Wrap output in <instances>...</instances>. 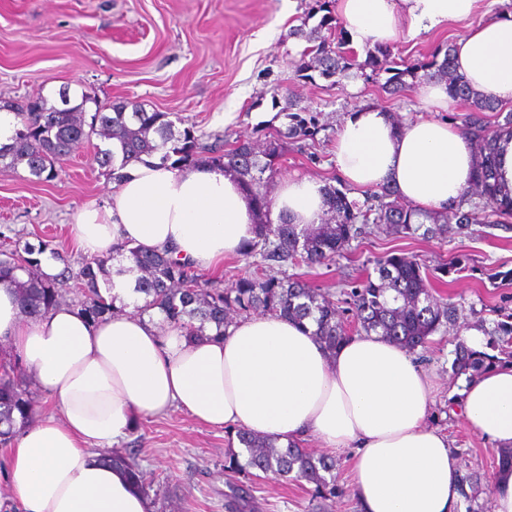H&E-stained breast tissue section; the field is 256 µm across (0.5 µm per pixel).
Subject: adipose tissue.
<instances>
[{"label": "adipose tissue", "instance_id": "adipose-tissue-1", "mask_svg": "<svg viewBox=\"0 0 512 512\" xmlns=\"http://www.w3.org/2000/svg\"><path fill=\"white\" fill-rule=\"evenodd\" d=\"M352 41L390 44L454 21H481L454 45L457 71L481 97L512 105V12L488 16L486 0H336ZM336 166L353 186H391L421 215L444 211L469 186L470 138L447 122L395 126L366 108L344 119ZM321 181L293 175L274 193L275 217L320 224ZM250 193L231 170L129 164L103 204L73 217L79 249L106 256L131 241L175 249L202 268L255 237ZM0 344L19 356L58 409L21 428L5 479L22 512H152L127 473L100 460L142 415L178 409L202 424L244 428L278 444L313 435L352 452V492L363 512H456L461 468L448 436L429 426L433 380L405 348L357 335L328 350L309 324L253 315L224 339L193 340L132 311L100 322L74 306L26 315L0 284ZM463 416L498 448H512V364L466 382Z\"/></svg>", "mask_w": 512, "mask_h": 512}]
</instances>
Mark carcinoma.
Instances as JSON below:
<instances>
[{"instance_id":"carcinoma-1","label":"carcinoma","mask_w":512,"mask_h":512,"mask_svg":"<svg viewBox=\"0 0 512 512\" xmlns=\"http://www.w3.org/2000/svg\"><path fill=\"white\" fill-rule=\"evenodd\" d=\"M335 0H313L307 18H321L316 26L305 31L293 28L288 36L309 42L301 53L298 69L302 77L343 81L365 69L372 73L389 74L382 89L390 95L404 96L412 91L418 72L437 77L448 84L452 97L468 106L463 127L474 141L477 163L470 188L485 200V209L470 205L463 197L443 212L427 215L434 227L432 234H446L451 224H501L512 219V196L502 190L495 176V145L503 135L512 136V106H503L476 96L453 66L451 46L436 48L432 54L413 62L398 59L393 48L375 46L367 51L363 61L348 49L350 37L331 9ZM98 99L84 91L81 101L65 111L48 105L37 95L27 111L18 113L19 128L12 143L0 146V169L13 170L24 164L29 174L38 180L50 181L56 175V164L80 144L97 136L109 147H96L93 161L106 174L117 179L115 163L125 167L142 162L159 149L160 160L173 168L199 161L223 166L233 171L251 192L258 214V232L249 244L250 252H259L265 260L312 267L333 260L336 254L362 232V227L374 224L391 234L407 237L415 233L416 212L387 187L367 196L363 203L351 200L347 192L325 186L327 218L318 226L274 223L271 202L261 187L281 157V145L274 140L258 152L249 142H235L224 151L221 145H205L192 127L176 128L181 118L172 112H148L140 105L132 107L118 103L107 112H88V104ZM306 107L290 114L287 136L303 139L312 135L314 119L303 116ZM493 112L503 122L491 124L486 113ZM50 254L64 263L61 272L46 278L40 271L41 257ZM133 259L141 275L135 280L134 291L144 295L140 312L157 311L161 323L176 324L196 339H220L236 317L252 313L284 316L294 320H309L316 326L314 335L326 348L334 349L350 337L337 319L334 294L314 288L306 281L287 274L271 273L263 264H255L253 272L239 278L231 287L199 273L196 266L174 256V251L146 253L125 241L114 247L109 256H94L73 267L50 242L40 241L19 247L11 240L0 244V283L14 288L21 307L28 314H46L64 302L65 286L74 282L80 300L77 306L91 321H98L118 311L114 301L106 300L99 281L107 279V263L124 255ZM377 279L368 275L352 286L348 297L354 312L355 332L371 333L394 341L408 350L422 347L429 337L454 323L456 309L433 294L434 288L423 266L417 260L397 255H385L374 260ZM0 365V446L13 444L20 426L35 415V396L30 391L16 357L4 359ZM493 366L484 352L461 343L455 352L453 369L456 373L481 372ZM235 436L244 447V454H224V470L242 476H257L261 472L285 480L304 479L318 489L326 487L325 474L333 462L314 456L302 448H280L266 437L237 429ZM101 460L111 466H121L134 484L147 491L144 473L124 454L107 450Z\"/></svg>"}]
</instances>
